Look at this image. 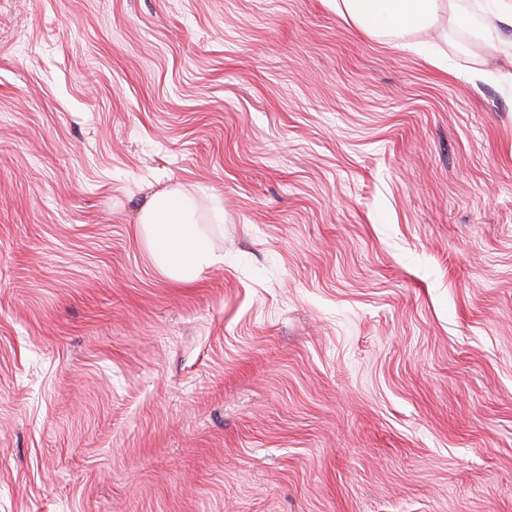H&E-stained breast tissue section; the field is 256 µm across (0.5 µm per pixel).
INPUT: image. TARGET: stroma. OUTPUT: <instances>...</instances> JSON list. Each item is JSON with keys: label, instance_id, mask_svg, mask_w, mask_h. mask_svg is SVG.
Segmentation results:
<instances>
[{"label": "stroma", "instance_id": "stroma-1", "mask_svg": "<svg viewBox=\"0 0 512 512\" xmlns=\"http://www.w3.org/2000/svg\"><path fill=\"white\" fill-rule=\"evenodd\" d=\"M464 3L0 0V512H512V28ZM336 9L346 22L367 32L387 27L413 31L428 27L441 18H456L462 0H341ZM138 224L153 245L157 265L170 279L192 283L224 262V255L203 243L197 224L204 223L193 195L184 188L155 193L143 206Z\"/></svg>", "mask_w": 512, "mask_h": 512}]
</instances>
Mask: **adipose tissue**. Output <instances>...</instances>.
<instances>
[{
    "mask_svg": "<svg viewBox=\"0 0 512 512\" xmlns=\"http://www.w3.org/2000/svg\"><path fill=\"white\" fill-rule=\"evenodd\" d=\"M462 8V0H341L338 11L344 20L372 33L387 27L422 29L444 17L456 18ZM199 222L193 195L181 187L155 193L143 206L141 232L170 279L192 283L223 263V255L204 244Z\"/></svg>",
    "mask_w": 512,
    "mask_h": 512,
    "instance_id": "ef3b65f1",
    "label": "adipose tissue"
}]
</instances>
